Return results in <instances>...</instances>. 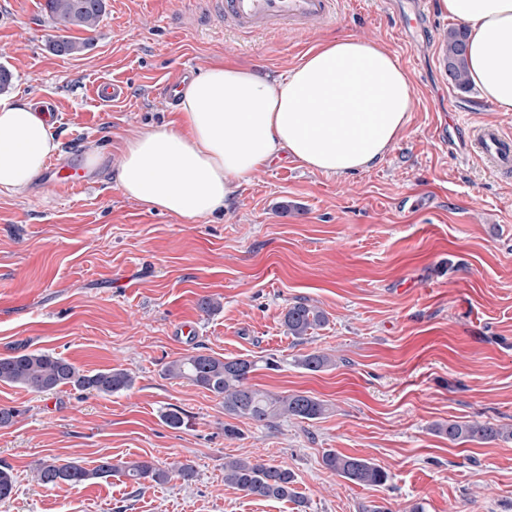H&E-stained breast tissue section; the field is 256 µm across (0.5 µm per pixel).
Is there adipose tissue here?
Segmentation results:
<instances>
[{"label": "adipose tissue", "instance_id": "1", "mask_svg": "<svg viewBox=\"0 0 512 512\" xmlns=\"http://www.w3.org/2000/svg\"><path fill=\"white\" fill-rule=\"evenodd\" d=\"M468 35V74L495 112H512V0H439ZM174 122L149 124L125 148V196L186 220L213 216L260 168L292 159L344 176L383 159L404 131L413 92L376 40L312 47L285 78L216 63L176 92ZM60 150L39 103L0 97V191L28 189Z\"/></svg>", "mask_w": 512, "mask_h": 512}]
</instances>
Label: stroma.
I'll return each instance as SVG.
<instances>
[{
    "mask_svg": "<svg viewBox=\"0 0 512 512\" xmlns=\"http://www.w3.org/2000/svg\"><path fill=\"white\" fill-rule=\"evenodd\" d=\"M412 2L342 0L330 20L245 33L207 0H106L96 30L76 33L86 49L60 56L45 0H0L9 92L43 103L61 142L55 162L81 167L91 142L102 154L69 196L42 177L0 192V357L41 350L135 379L112 396L0 383V407L19 411L0 428V462L16 477L0 512H512V440L453 443L435 431L448 420L512 425V171L471 147L483 127L512 133V113L453 89L439 64L453 22L436 10L401 27ZM350 33L383 43L413 91L381 162L344 177L263 168L223 214L197 221L124 196V146L172 118L168 84L217 60L277 78L320 40ZM103 83L123 96L100 101ZM204 297L220 311L203 313ZM298 300L328 317L301 341L282 326ZM314 351L335 366L299 367ZM191 352L257 360L256 388L305 391L329 410L271 427L225 414L209 391L165 376ZM169 407L184 412L182 428L164 424ZM330 450L370 459L388 483L337 476L322 464ZM106 456L188 461L195 476L142 490L120 475L55 488L34 478L45 460L90 469ZM228 457L291 470L299 501L225 484Z\"/></svg>",
    "mask_w": 512,
    "mask_h": 512,
    "instance_id": "35a3bbf8",
    "label": "stroma"
}]
</instances>
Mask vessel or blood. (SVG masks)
Instances as JSON below:
<instances>
[{"label": "vessel or blood", "instance_id": "vessel-or-blood-1", "mask_svg": "<svg viewBox=\"0 0 512 512\" xmlns=\"http://www.w3.org/2000/svg\"><path fill=\"white\" fill-rule=\"evenodd\" d=\"M224 12L226 21L245 28L258 23L288 20L305 22L325 20L335 15L338 0H214ZM477 146L487 159L501 169L512 167V136L500 129H485ZM51 189L58 194L83 185L80 172L51 165Z\"/></svg>", "mask_w": 512, "mask_h": 512}]
</instances>
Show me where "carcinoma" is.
Returning <instances> with one entry per match:
<instances>
[{
  "label": "carcinoma",
  "mask_w": 512,
  "mask_h": 512,
  "mask_svg": "<svg viewBox=\"0 0 512 512\" xmlns=\"http://www.w3.org/2000/svg\"><path fill=\"white\" fill-rule=\"evenodd\" d=\"M106 0H45V10L58 34L49 41V48L58 55L80 53L86 43L67 35L72 29L95 30L103 19ZM467 33L464 29H448L443 44L446 74L451 86L459 92L471 90L467 70ZM327 322L325 312L316 305L297 301L288 306L282 320L286 334L302 340L311 331ZM335 364L334 359L321 351L311 352L298 359V365L311 372L323 371ZM256 362L243 357L217 358L196 352L169 362L165 376L182 379L201 387L224 403V413L272 426L281 418L317 420L328 411L324 401L306 392L273 395L249 383ZM0 382L16 385L35 394H47L62 386L110 396L133 386V377L123 369H105L88 372L63 357L44 351H32L0 357ZM436 431L450 441L512 440V428L491 424L450 421L436 425ZM326 469L359 486H380L389 475L378 465L355 456L329 450L322 456ZM121 471L135 484H160L169 477V471L148 460L112 462L103 457L89 470L77 461L58 464L45 461L36 469L38 484L53 488L60 484L77 487L92 479H102ZM224 483L247 496L264 499L297 500L295 477L292 471L270 465L256 458L224 459ZM16 480L10 466L0 464V500L12 496Z\"/></svg>",
  "instance_id": "carcinoma-1"
}]
</instances>
